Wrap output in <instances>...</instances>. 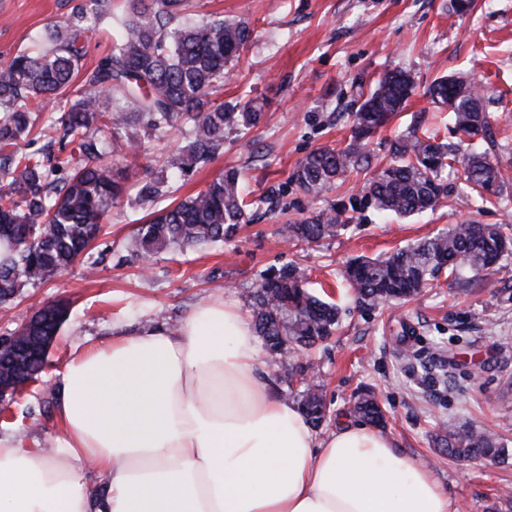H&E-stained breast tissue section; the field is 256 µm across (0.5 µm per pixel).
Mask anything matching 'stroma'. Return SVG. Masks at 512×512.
<instances>
[{
  "instance_id": "stroma-1",
  "label": "stroma",
  "mask_w": 512,
  "mask_h": 512,
  "mask_svg": "<svg viewBox=\"0 0 512 512\" xmlns=\"http://www.w3.org/2000/svg\"><path fill=\"white\" fill-rule=\"evenodd\" d=\"M192 4L196 20L250 22L253 39L215 99L227 106L254 100L262 118L251 129L226 130L220 153L170 181L157 202L141 200L136 187L157 176L170 147L189 130L137 128V146L122 159L128 191L104 221L88 259L0 304V336L48 303L69 307L40 379L0 402V435L49 447L55 386L75 348L181 322L217 297L247 306L264 273L294 266L312 293L340 309L336 334L310 357V376L328 407L319 434L355 422L354 395L373 391L395 450L430 467L460 512H512V455L489 466L452 459L434 445L440 429L467 426L497 435L512 452V425L504 420L505 407H512V272L460 286L444 276L405 305L376 307L360 304L342 277L352 259L375 258L458 224L512 225V0H472L462 14L453 10V0ZM69 11L68 0H0V60L38 49L45 27ZM400 69L411 73L416 90L371 144L373 165L385 164L395 138L413 125L455 143L449 112L438 110L426 89L443 75L476 81L486 87L484 109L491 115L480 147L508 184L501 199L482 202L452 175L440 207L402 218L379 213L368 200L370 171L348 173L315 196L294 182L309 153L349 141L363 96L383 74ZM228 169L238 170L250 200L249 222L237 237L221 246L158 254L147 273L129 261L126 245L137 225ZM330 209L352 219L336 238L311 246L290 240L289 224ZM91 259L97 262L92 270Z\"/></svg>"
}]
</instances>
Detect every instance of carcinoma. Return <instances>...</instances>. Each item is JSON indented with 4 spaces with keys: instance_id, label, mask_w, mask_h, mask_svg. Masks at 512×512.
I'll use <instances>...</instances> for the list:
<instances>
[{
    "instance_id": "carcinoma-1",
    "label": "carcinoma",
    "mask_w": 512,
    "mask_h": 512,
    "mask_svg": "<svg viewBox=\"0 0 512 512\" xmlns=\"http://www.w3.org/2000/svg\"><path fill=\"white\" fill-rule=\"evenodd\" d=\"M187 0H129V10L116 22L112 51L75 83L85 55L90 24L112 20V0H75L69 17L49 26L44 45L0 61V303L28 286H36L76 263L100 230L101 221L123 193L113 158L134 147L122 136L135 123L150 129H175L192 124L189 141L175 146L166 161L168 178L189 175L224 145L231 127L249 129L262 117L248 100L233 107L217 104L211 94L253 37L244 19L184 21ZM455 78L435 79L426 91L433 103L444 105ZM415 88L404 71L386 73L353 113L350 142L323 147L309 154L293 174L309 193H319L347 171L369 168L371 138L403 111ZM65 97L60 116L43 127L39 138L48 149L22 150L31 132L30 105ZM484 90L451 111L459 141L486 134L490 116L483 109ZM457 178L486 203L503 192L506 181L485 151L465 154L418 129L396 138L390 161L368 183L370 200L379 210L412 216L441 203L444 172ZM247 223L239 176L227 170L204 189L153 216L127 243L141 265L166 250L222 245ZM347 221L326 212L301 224L288 225L290 237L301 243L336 237ZM512 257V227L460 224L433 237L417 240L378 258H357L346 268V280L361 302L376 306L407 302L434 286L443 272L456 284L467 275L507 268ZM254 326L270 354L288 372V355L327 341L338 324L337 308L303 287L300 273L289 267L262 277L252 291ZM62 323L49 309L14 332L27 337L26 347L0 351V385L13 390L38 378L47 354L41 345L58 334ZM303 382L297 404L314 427L322 424L326 407L320 386ZM354 411L382 426L385 414L366 391L357 396ZM448 454L462 459H505L507 449L495 435L476 428L450 427L437 435Z\"/></svg>"
}]
</instances>
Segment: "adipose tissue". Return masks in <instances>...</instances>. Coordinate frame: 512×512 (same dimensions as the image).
<instances>
[{"mask_svg":"<svg viewBox=\"0 0 512 512\" xmlns=\"http://www.w3.org/2000/svg\"><path fill=\"white\" fill-rule=\"evenodd\" d=\"M56 394L53 455L0 436V512H458L381 432L316 434L233 302L74 350Z\"/></svg>","mask_w":512,"mask_h":512,"instance_id":"obj_1","label":"adipose tissue"}]
</instances>
